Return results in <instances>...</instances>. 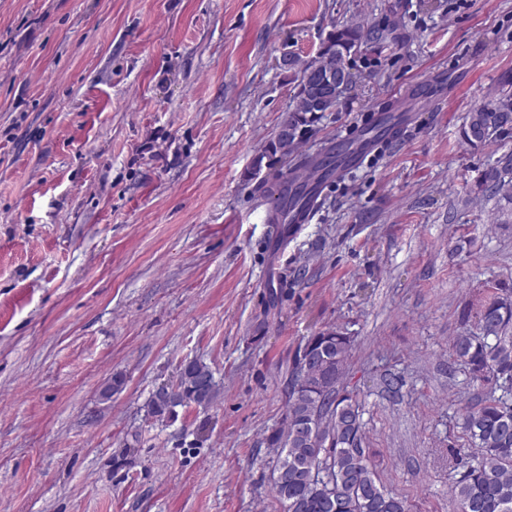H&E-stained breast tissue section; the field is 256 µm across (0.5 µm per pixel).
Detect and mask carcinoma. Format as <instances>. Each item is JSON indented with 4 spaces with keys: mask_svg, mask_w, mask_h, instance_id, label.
<instances>
[{
    "mask_svg": "<svg viewBox=\"0 0 512 512\" xmlns=\"http://www.w3.org/2000/svg\"><path fill=\"white\" fill-rule=\"evenodd\" d=\"M381 39L362 25L334 27L322 44L320 56L334 61L341 73L352 68L357 47ZM323 111L312 91L297 84L293 104L273 143L286 156L302 142ZM512 134V91L501 90L489 104L468 113L462 129L471 146ZM481 192L495 200L497 221L512 223V160L497 159L482 174ZM305 190L288 194L271 205L283 215L303 201ZM478 331H463L451 341V369L473 380L492 383L502 391L489 392L463 415L462 429L474 451L456 460L450 490L461 512H512V287L478 299ZM353 339L337 330L309 337L289 366V387L284 424L267 437L272 453L271 482L279 506L292 512H408L406 500L387 491L370 463V449L359 404L344 390L343 378ZM219 394L205 364L189 360L180 368L179 381L155 391L146 415L162 421L176 408L210 405ZM323 467L336 495L328 500L312 477L314 465Z\"/></svg>",
    "mask_w": 512,
    "mask_h": 512,
    "instance_id": "carcinoma-1",
    "label": "carcinoma"
}]
</instances>
